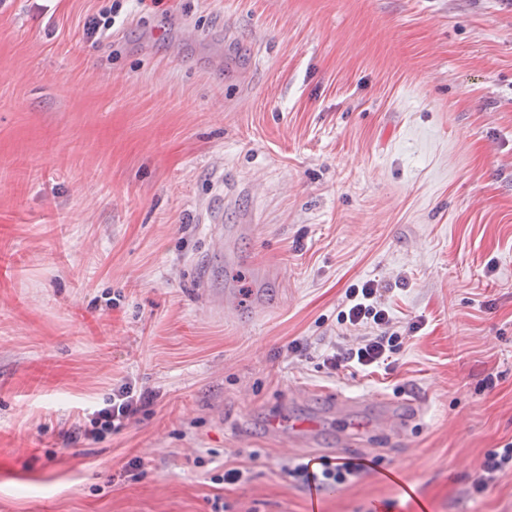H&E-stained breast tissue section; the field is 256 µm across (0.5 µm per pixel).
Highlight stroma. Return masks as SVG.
<instances>
[{
    "instance_id": "stroma-1",
    "label": "stroma",
    "mask_w": 512,
    "mask_h": 512,
    "mask_svg": "<svg viewBox=\"0 0 512 512\" xmlns=\"http://www.w3.org/2000/svg\"><path fill=\"white\" fill-rule=\"evenodd\" d=\"M112 2L0 0V512H512V0ZM368 281L402 348L331 369ZM332 390L424 413L314 505L267 423ZM124 0H115L112 3V12L109 14H99L90 17L84 24V35L87 39L96 38L99 33H104L112 29L115 24V17L122 9ZM156 397L152 390L137 391L130 383L121 384L112 390L104 407L88 414L91 428L85 426L84 434L95 439L121 432L135 415L153 405ZM482 469L486 474L487 481L480 484V490L488 487L494 481L497 474L512 471V441L506 443L502 448L488 453L482 463Z\"/></svg>"
}]
</instances>
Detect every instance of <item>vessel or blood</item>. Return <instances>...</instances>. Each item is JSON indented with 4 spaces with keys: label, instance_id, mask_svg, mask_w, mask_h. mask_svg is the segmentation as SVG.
<instances>
[{
    "label": "vessel or blood",
    "instance_id": "b4317fda",
    "mask_svg": "<svg viewBox=\"0 0 512 512\" xmlns=\"http://www.w3.org/2000/svg\"><path fill=\"white\" fill-rule=\"evenodd\" d=\"M324 399L325 418L286 420L275 416L268 423L269 434L286 437L290 448H302L313 444L325 421L331 420L336 424V448L341 451L376 431L403 433L423 410L421 402L411 396L366 393L349 397L336 391L325 393Z\"/></svg>",
    "mask_w": 512,
    "mask_h": 512
}]
</instances>
